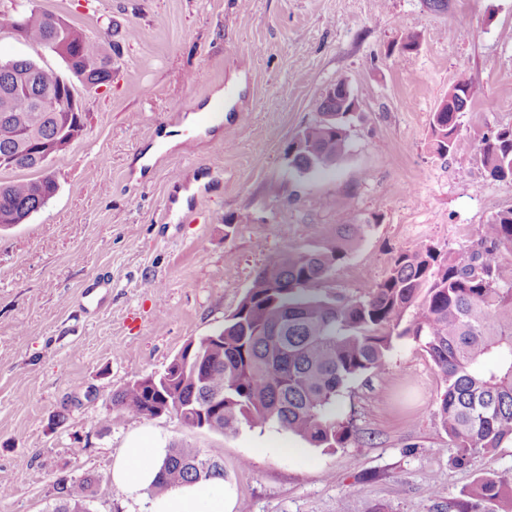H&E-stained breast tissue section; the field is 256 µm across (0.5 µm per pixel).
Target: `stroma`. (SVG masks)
<instances>
[{"mask_svg": "<svg viewBox=\"0 0 512 512\" xmlns=\"http://www.w3.org/2000/svg\"><path fill=\"white\" fill-rule=\"evenodd\" d=\"M87 36L111 33L120 69L80 88L86 130L49 166L58 190L0 232V512H47L94 478L91 512H144L110 467L146 429L155 444L213 450L231 512H447L485 476L512 480V443L451 461L437 417L445 390L418 343L402 339L384 376L350 380L336 399L352 419L326 451L284 430L217 434L172 414L117 418L110 398L159 374L214 333L277 255L365 225L319 296L358 298L404 250L464 252L512 208V185L433 149L431 119L459 77L471 102L459 147L512 127V0H19ZM416 33L417 50L396 43ZM65 71L59 54L0 32V60ZM360 108L344 156L327 170L288 167L337 79ZM224 98L215 128H185ZM182 141L160 148L171 130ZM152 163L138 166L149 149ZM198 184L183 210L180 191Z\"/></svg>", "mask_w": 512, "mask_h": 512, "instance_id": "obj_1", "label": "stroma"}]
</instances>
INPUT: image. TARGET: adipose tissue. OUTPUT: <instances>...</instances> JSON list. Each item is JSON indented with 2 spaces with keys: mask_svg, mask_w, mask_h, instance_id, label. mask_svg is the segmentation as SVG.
<instances>
[{
  "mask_svg": "<svg viewBox=\"0 0 512 512\" xmlns=\"http://www.w3.org/2000/svg\"><path fill=\"white\" fill-rule=\"evenodd\" d=\"M166 456L163 446L133 436L112 465V482L131 499L152 486ZM224 484L213 480L169 488L148 502L147 512H224Z\"/></svg>",
  "mask_w": 512,
  "mask_h": 512,
  "instance_id": "1",
  "label": "adipose tissue"
}]
</instances>
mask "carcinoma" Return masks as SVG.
<instances>
[{"label":"carcinoma","instance_id":"1","mask_svg":"<svg viewBox=\"0 0 512 512\" xmlns=\"http://www.w3.org/2000/svg\"><path fill=\"white\" fill-rule=\"evenodd\" d=\"M62 55L68 73L30 59L0 62V159L11 170L26 163L29 140L47 143L84 130L86 113L71 111L72 79L100 87L112 82V54L66 19L33 9H0V31ZM321 99L320 119L288 145L299 174L330 167L345 153L354 113L343 110L349 83ZM64 95L60 112L35 103ZM471 99L460 77L432 116L434 147L461 165L478 163L496 181L512 182V127L484 139L473 153L457 150L458 117ZM49 174L0 183V229L23 223L54 196ZM367 225L341 221L336 242L317 251L271 258L217 333L189 342L166 371L128 383L112 394L117 417L174 414L182 424L235 432L276 427L308 444L343 448L352 422L333 405L350 380L387 370L388 353L402 338L418 342L440 372L445 391L438 417L456 463L512 441V208L481 226L468 251L433 247L399 252L387 275L358 299L328 300L315 290L345 260ZM224 479L220 456L169 445L153 489ZM452 512H512V482L482 477L452 502ZM50 512H90L86 495L67 494Z\"/></svg>","mask_w":512,"mask_h":512}]
</instances>
